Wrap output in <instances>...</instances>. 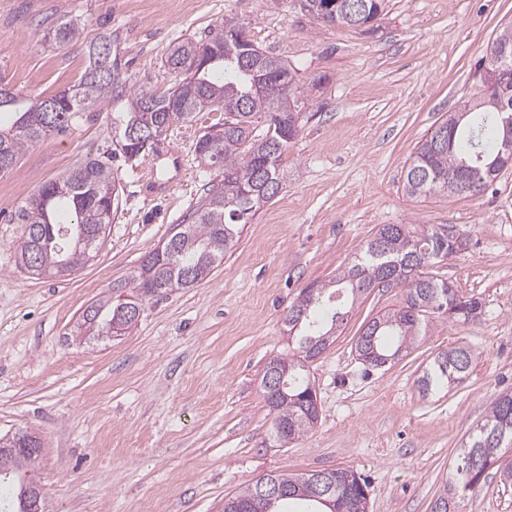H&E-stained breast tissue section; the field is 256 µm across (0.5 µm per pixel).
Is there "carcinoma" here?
I'll return each mask as SVG.
<instances>
[{"label": "carcinoma", "instance_id": "obj_1", "mask_svg": "<svg viewBox=\"0 0 512 512\" xmlns=\"http://www.w3.org/2000/svg\"><path fill=\"white\" fill-rule=\"evenodd\" d=\"M299 7L320 25L371 31L385 15L389 0H298ZM246 32L229 17L206 40L186 38L174 44L165 66L175 83L158 92L129 81L118 55L100 56L103 38L86 46L88 61L79 81L43 100L22 101L0 88V112L14 113L7 130L0 128V173L13 169L32 142L62 134L95 104L112 103V156L129 158L137 143L136 130L153 128L167 133L180 122L191 121L206 109L224 113V122L210 127L195 144L196 157L213 175L209 192L191 215L178 224L163 243V255L145 257L133 278L132 290L116 291L106 302L92 304L94 329L104 331L118 323L121 332L135 326L129 314H139L143 298L187 287L184 273L194 270L207 277L239 242L244 227L272 203L285 185L282 165L288 147L299 136L296 71L283 60L262 54L266 64H249L245 52L255 53L252 40L240 44L234 36ZM80 38V25L63 19L54 27V40L68 45ZM479 68L507 70L484 85L480 97L465 101L419 144L410 157L403 181L410 198L436 193H479L504 170L512 168V24L502 27L487 45ZM119 204L118 185L111 165L87 158L64 177L44 184L16 215L24 225L19 248L22 264L35 262L54 272L65 261L74 272L93 257L94 249L61 239V231L89 227L104 235L112 210ZM464 238L454 224H382L363 246L354 262L327 285L304 289L288 308L284 323L295 343L293 354L272 361L286 372L288 387L274 401L264 398L274 422L288 426L292 439L310 431L318 420L311 411L315 386L305 374L306 364L335 341L344 321L341 296L353 298L376 287L399 285L403 301L395 309L372 318L355 341L363 364L382 367L403 356L414 344L421 327L433 318L474 320L481 314L476 298H460L447 282L433 276L430 266L459 253ZM473 349L458 344L435 356L419 380L427 395L466 377L474 360ZM512 450V393H501L491 404L485 421L461 447L452 477L432 506V512H456L458 499L476 490L485 472ZM336 498L351 495L359 512L368 499V484L350 468L331 470ZM317 473H274L284 498L268 507L254 483L224 499V512H279L283 503L291 512H332L308 498Z\"/></svg>", "mask_w": 512, "mask_h": 512}]
</instances>
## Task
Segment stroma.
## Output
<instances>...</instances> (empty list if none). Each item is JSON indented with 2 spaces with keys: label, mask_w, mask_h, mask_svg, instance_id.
<instances>
[{
  "label": "stroma",
  "mask_w": 512,
  "mask_h": 512,
  "mask_svg": "<svg viewBox=\"0 0 512 512\" xmlns=\"http://www.w3.org/2000/svg\"><path fill=\"white\" fill-rule=\"evenodd\" d=\"M231 16L299 71L302 130L284 157V189L206 279L145 298L125 335L81 336L84 309L188 223L212 179L195 143L219 115L173 126L161 145L176 158L150 149L113 160L118 209L94 258L59 280L19 263L23 227L12 218L42 185L111 149L110 106L29 144L0 174V437L40 435L48 512H223L225 497L263 475L336 468L367 481L369 512H430L462 442L512 390V169L479 195L421 201L404 194L403 177L417 144L481 92L477 63L512 21V0H390L370 32L316 25L295 0H0V78L21 98L51 97L78 80L84 44L109 36L132 81L164 89L169 48L207 39ZM63 17L79 22L80 44L49 41ZM150 169L167 191L146 194L139 174ZM383 224L456 225L466 247L433 272L482 313L433 321L408 356L369 371L355 340L403 290L359 296L307 368L317 423L280 445L261 378L292 352L285 314ZM460 343L476 354L465 380L422 395L430 361ZM456 512H512V485L489 469Z\"/></svg>",
  "instance_id": "stroma-1"
}]
</instances>
